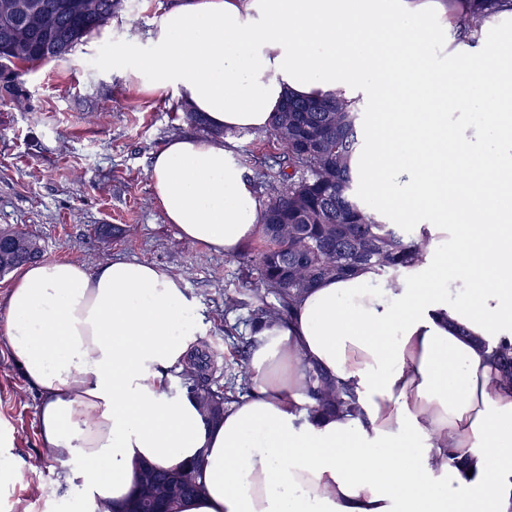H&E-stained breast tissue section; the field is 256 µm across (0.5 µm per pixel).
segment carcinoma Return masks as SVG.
<instances>
[{
  "label": "carcinoma",
  "mask_w": 512,
  "mask_h": 512,
  "mask_svg": "<svg viewBox=\"0 0 512 512\" xmlns=\"http://www.w3.org/2000/svg\"><path fill=\"white\" fill-rule=\"evenodd\" d=\"M48 5L39 29L19 42H7L0 34V74L11 78L0 83V101L22 92L25 69L64 59L83 39L101 30L114 14L116 0H96V11L62 13L50 8L58 0H35ZM456 29L464 34L477 30L483 18L512 8V0H447ZM358 109L337 97L305 101L286 97L268 130L282 147L275 164L282 188L273 194L259 216L266 247L242 257L251 300L225 297L229 307L248 308L254 326L286 318L301 296L320 280L372 269L393 287L403 271L422 261L425 239L411 234L402 224L376 220L357 196L349 160L359 145ZM315 133L326 149L312 152L305 139ZM253 340H244L238 358L224 367V384L214 382V355L207 345L196 349L181 370L180 387L192 393L205 416L219 420L236 401L239 390L253 386L250 364ZM502 379L512 384V345L492 347ZM307 413L333 414L358 411L355 396L320 368H306ZM204 489L202 470L190 464L175 473L150 464L139 466L125 512H175L176 504Z\"/></svg>",
  "instance_id": "cac0c4a2"
}]
</instances>
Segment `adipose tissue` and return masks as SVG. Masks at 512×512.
Wrapping results in <instances>:
<instances>
[{
    "label": "adipose tissue",
    "instance_id": "1",
    "mask_svg": "<svg viewBox=\"0 0 512 512\" xmlns=\"http://www.w3.org/2000/svg\"><path fill=\"white\" fill-rule=\"evenodd\" d=\"M149 42L119 69L217 130H266L289 95L355 102L358 188L380 221L426 216V253L397 291L371 270L308 290L259 330L253 390L216 423L172 385L201 324L180 279L127 258L24 267L0 339L84 493L73 512H120L140 464L198 458L204 490L178 512H512V385L490 357L512 344V11L471 43L449 40L444 0H180ZM466 85L487 91L477 125ZM148 175L182 240L232 255L259 234L221 141L175 138ZM308 363L357 415L306 414Z\"/></svg>",
    "mask_w": 512,
    "mask_h": 512
}]
</instances>
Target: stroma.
Returning <instances> with one entry per match:
<instances>
[{
  "instance_id": "stroma-1",
  "label": "stroma",
  "mask_w": 512,
  "mask_h": 512,
  "mask_svg": "<svg viewBox=\"0 0 512 512\" xmlns=\"http://www.w3.org/2000/svg\"><path fill=\"white\" fill-rule=\"evenodd\" d=\"M176 2L124 0L68 60L28 73L24 95L0 105V227L39 235L47 261L94 267L120 255L179 277L202 318L199 341L225 364L237 355L228 332L251 334L247 309L224 305L225 296H247L240 257L180 239L147 174L152 154L201 130L184 121L174 91H145L112 66L118 53L146 54L149 31ZM223 141L252 180L261 161L281 151L263 132H229ZM40 401L0 342V439L11 440L22 474L0 486V512H71L82 496L62 481L68 463L41 444Z\"/></svg>"
}]
</instances>
